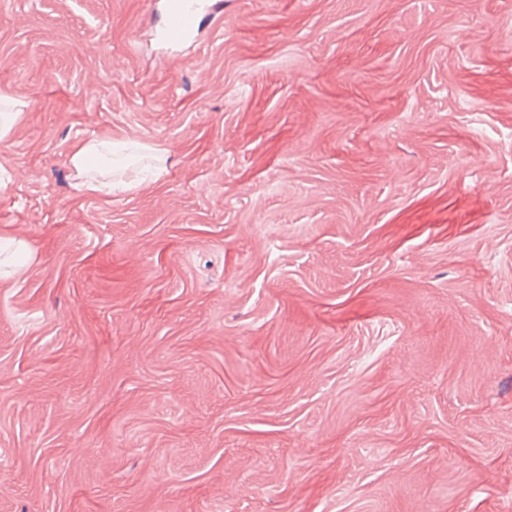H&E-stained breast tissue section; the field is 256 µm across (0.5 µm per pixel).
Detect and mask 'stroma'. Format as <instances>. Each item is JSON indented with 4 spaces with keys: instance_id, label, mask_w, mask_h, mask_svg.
Instances as JSON below:
<instances>
[{
    "instance_id": "1",
    "label": "stroma",
    "mask_w": 512,
    "mask_h": 512,
    "mask_svg": "<svg viewBox=\"0 0 512 512\" xmlns=\"http://www.w3.org/2000/svg\"><path fill=\"white\" fill-rule=\"evenodd\" d=\"M223 4L0 0V512H512V0ZM200 2L206 0H165L160 5V39L173 46L195 43L201 34ZM125 148L124 142L112 140V138L109 140L89 139L77 148L70 161L77 172L86 173L88 165L103 152L120 153Z\"/></svg>"
}]
</instances>
